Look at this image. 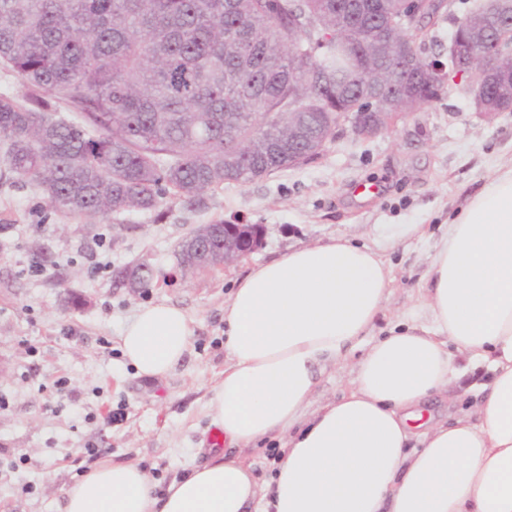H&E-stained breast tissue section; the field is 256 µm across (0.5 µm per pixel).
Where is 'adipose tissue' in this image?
<instances>
[{"label": "adipose tissue", "instance_id": "ef3b65f1", "mask_svg": "<svg viewBox=\"0 0 512 512\" xmlns=\"http://www.w3.org/2000/svg\"><path fill=\"white\" fill-rule=\"evenodd\" d=\"M394 277L347 236L254 264L224 304V374L210 419L231 448L274 434L286 454L266 496L240 458L215 455L154 495L133 463H101L66 491L65 512H512V164L449 220L422 294L429 324L405 317L353 369L350 389L306 413L315 368L347 355L384 311ZM185 312L141 307L121 330L137 376H166L189 353ZM491 374L448 422L457 359Z\"/></svg>", "mask_w": 512, "mask_h": 512}]
</instances>
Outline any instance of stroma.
I'll list each match as a JSON object with an SVG mask.
<instances>
[{"mask_svg": "<svg viewBox=\"0 0 512 512\" xmlns=\"http://www.w3.org/2000/svg\"><path fill=\"white\" fill-rule=\"evenodd\" d=\"M512 163V112L485 118L450 91L371 138L342 128L303 164L208 192L203 205L163 198L151 211L67 215L34 182L0 162V512H62L66 488L103 460L143 467L156 491L214 445L211 388L224 371V303L234 282L288 249L347 235L379 249L395 281L357 360L406 312L425 324L420 296L439 225L499 166ZM371 182L374 197L354 195ZM260 224L262 247L236 263L180 275L176 251L216 221ZM425 225L428 235L407 233ZM145 263L153 278L131 291L120 267ZM181 308L192 349L164 379L136 376L120 349L122 326L145 305ZM64 378L70 394L53 396ZM121 421L106 424L108 412ZM27 455L29 463L18 460Z\"/></svg>", "mask_w": 512, "mask_h": 512, "instance_id": "obj_1", "label": "stroma"}]
</instances>
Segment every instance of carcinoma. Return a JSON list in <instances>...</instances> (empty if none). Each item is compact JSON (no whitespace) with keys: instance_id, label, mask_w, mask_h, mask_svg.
<instances>
[{"instance_id":"carcinoma-1","label":"carcinoma","mask_w":512,"mask_h":512,"mask_svg":"<svg viewBox=\"0 0 512 512\" xmlns=\"http://www.w3.org/2000/svg\"><path fill=\"white\" fill-rule=\"evenodd\" d=\"M285 0H0V67L27 90L18 102L0 95V148L20 181H35L50 204L69 214L150 211L170 192L196 204L226 182L248 183L320 153L295 140L304 126L336 136V112L378 110L355 82L348 60L374 59L375 19L411 11L414 0H300L340 41L349 59L320 51L295 66L303 42L288 29ZM491 0H475L463 15L478 23ZM422 28L410 35L420 78L410 90L429 104L455 89L494 104L512 99V44L486 46L496 55L494 83L467 86L453 75L426 76L432 65ZM322 85L301 113L291 102L309 84ZM65 105L75 120L58 116ZM293 141L291 154L241 155L228 167L230 145ZM222 222L201 226L179 245L187 266L193 242L213 238ZM150 270L122 267L115 278L132 288Z\"/></svg>"}]
</instances>
